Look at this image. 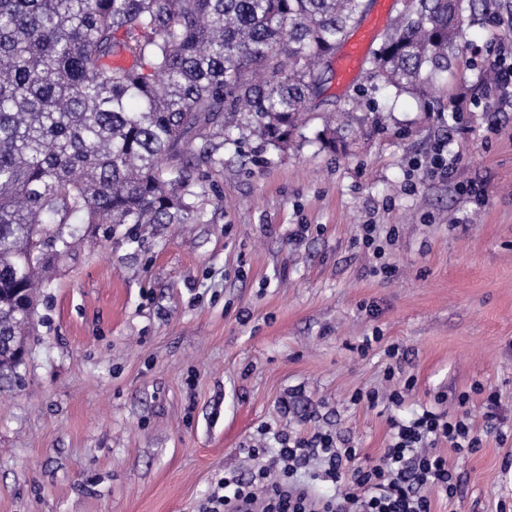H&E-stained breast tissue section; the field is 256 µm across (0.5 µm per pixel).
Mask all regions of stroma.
<instances>
[{
	"label": "stroma",
	"mask_w": 512,
	"mask_h": 512,
	"mask_svg": "<svg viewBox=\"0 0 512 512\" xmlns=\"http://www.w3.org/2000/svg\"><path fill=\"white\" fill-rule=\"evenodd\" d=\"M492 9L427 95L394 96L364 67L311 101L305 140L186 159L209 190L204 222L83 228L40 291L20 381L0 383V512H199L243 448L280 431L330 429L374 459L390 417L466 391L480 427L490 390L499 431L469 456L435 443L461 491L431 494V510L512 503V108L473 105L512 53V0ZM359 92L367 126L324 149L325 117ZM441 142L443 180L427 173ZM392 348L414 379L399 407L384 396Z\"/></svg>",
	"instance_id": "35a3bbf8"
}]
</instances>
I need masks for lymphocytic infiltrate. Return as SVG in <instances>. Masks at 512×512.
<instances>
[{"instance_id": "lymphocytic-infiltrate-1", "label": "lymphocytic infiltrate", "mask_w": 512, "mask_h": 512, "mask_svg": "<svg viewBox=\"0 0 512 512\" xmlns=\"http://www.w3.org/2000/svg\"><path fill=\"white\" fill-rule=\"evenodd\" d=\"M469 393L457 397V409L423 411L408 420L391 419L390 444L376 460L366 462L355 446L316 430L307 435L284 434L274 448H250L257 465L249 477L219 481L201 512H431L426 489L454 497L458 484L441 455L428 444L447 439L457 452L481 447L467 409ZM319 461L322 481L341 485V492L320 498L297 474Z\"/></svg>"}]
</instances>
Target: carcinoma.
Segmentation results:
<instances>
[{
  "label": "carcinoma",
  "instance_id": "obj_1",
  "mask_svg": "<svg viewBox=\"0 0 512 512\" xmlns=\"http://www.w3.org/2000/svg\"><path fill=\"white\" fill-rule=\"evenodd\" d=\"M491 0H406L371 73L424 94ZM371 0H0V380L18 377L36 278L77 225L204 219L200 164L253 140L288 148L329 81L325 63ZM348 98L320 136L346 149Z\"/></svg>",
  "mask_w": 512,
  "mask_h": 512
}]
</instances>
